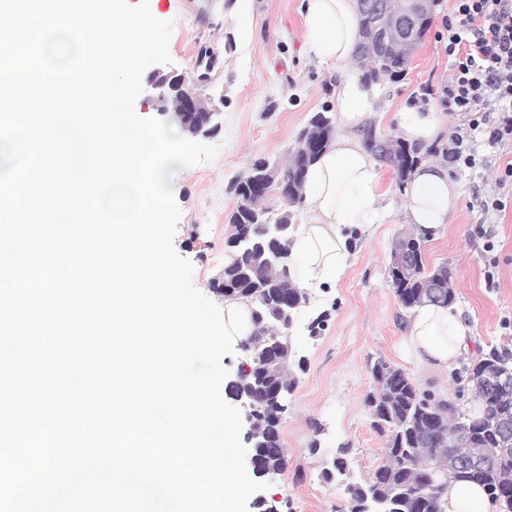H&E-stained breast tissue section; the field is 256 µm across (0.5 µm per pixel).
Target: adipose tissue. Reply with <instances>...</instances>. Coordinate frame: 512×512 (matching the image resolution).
<instances>
[{
  "instance_id": "obj_1",
  "label": "adipose tissue",
  "mask_w": 512,
  "mask_h": 512,
  "mask_svg": "<svg viewBox=\"0 0 512 512\" xmlns=\"http://www.w3.org/2000/svg\"><path fill=\"white\" fill-rule=\"evenodd\" d=\"M305 45L318 62L330 64L337 81L332 88L338 135L308 168L304 200L310 218L289 246V269L295 285L309 289L337 282L349 255L347 228L385 219L378 166L363 145L380 99L378 88L366 82L353 57L361 17L357 0H302ZM407 224L428 233L446 231L460 197L448 165L430 161L418 166L405 189ZM472 331L461 309L425 303L408 318L404 348L423 368L448 372L467 356ZM444 512H503L500 503L476 483L454 480L442 496Z\"/></svg>"
}]
</instances>
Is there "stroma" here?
<instances>
[{
    "instance_id": "obj_1",
    "label": "stroma",
    "mask_w": 512,
    "mask_h": 512,
    "mask_svg": "<svg viewBox=\"0 0 512 512\" xmlns=\"http://www.w3.org/2000/svg\"><path fill=\"white\" fill-rule=\"evenodd\" d=\"M453 0H442L420 46L412 53L406 77L382 80L386 112L376 117L380 130L398 134V114L406 109L437 112L444 134L459 124V114L442 111L437 99L425 100V85H447L451 71L445 51L443 22ZM153 14L171 22L170 74L189 75L200 45H210L219 65L210 92L220 99V127L204 143L218 146L217 156L190 167L175 195L182 215L175 248L193 264V283L206 297L223 305L213 281L228 260V219L237 204L226 187L258 159L283 164L299 133L318 112L334 111L331 67L311 58L304 45L301 0H160ZM476 169L449 166L461 196L446 233L427 239L428 267L447 265L456 304L475 336V349L512 353V206L484 214L480 201L494 189L512 153L482 143ZM380 182L395 207L380 224L353 235L346 270L333 286L310 289V300L297 309L288 336L296 357L297 383L284 400L281 434L288 462L266 476L265 496L278 512H348L340 482L322 478L339 446H348L350 475L372 478L384 457L385 442L372 426L367 397L374 390L370 363L382 358L404 370L412 382L436 397L453 396L458 375L423 371L400 351L408 315L388 282L393 240L408 226L400 207L403 192L391 167L380 166ZM493 230V252H486L477 225ZM498 261L495 287H487L488 256ZM323 317L320 334L310 322Z\"/></svg>"
}]
</instances>
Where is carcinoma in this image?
<instances>
[{"label":"carcinoma","instance_id":"1","mask_svg":"<svg viewBox=\"0 0 512 512\" xmlns=\"http://www.w3.org/2000/svg\"><path fill=\"white\" fill-rule=\"evenodd\" d=\"M407 8V0H380L387 19L401 16ZM432 18L431 12L423 16L420 37L413 40L383 41L371 33L369 23L361 22L355 57L363 78L372 84L383 78L403 80L409 57ZM161 92L165 108L181 116V93L167 85ZM333 134L332 118L318 112L300 133L286 167L258 159L228 185L237 207L228 220L229 261L217 292L226 300L245 299L253 306L256 331L242 343L251 353L250 369L241 371L231 391L235 395L255 392L250 434L265 443L260 455L263 465H285L282 409L277 402L296 383L290 368L292 347L276 331L289 328L290 317L308 301V292L293 284L288 265L295 230L293 209L303 203L305 173L315 158L306 147L312 139L326 146ZM364 143L377 161L393 168L400 187L422 159L421 147L382 134L374 123L366 130ZM275 193L288 208L276 212L267 205ZM425 239L424 234L403 232L392 243L388 279L405 309L426 302L448 305L455 300L448 266L426 267ZM511 361V354L492 350L465 368L466 387L482 407L479 416L471 417L453 399H437L420 391L406 372L382 358L375 360L370 370L376 392L369 396L368 406L374 428L385 437V455L373 479L346 484L350 512H363L365 503L372 512H443L441 496L450 478L482 485L493 500L512 512V434L504 437L498 425L502 411L512 412V391L505 398L485 381L498 365ZM470 448L486 453L487 466L448 470V458H462ZM348 453L345 446L337 448L327 479L347 475Z\"/></svg>","mask_w":512,"mask_h":512}]
</instances>
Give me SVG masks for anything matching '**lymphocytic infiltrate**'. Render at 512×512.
<instances>
[{
  "instance_id": "lymphocytic-infiltrate-1",
  "label": "lymphocytic infiltrate",
  "mask_w": 512,
  "mask_h": 512,
  "mask_svg": "<svg viewBox=\"0 0 512 512\" xmlns=\"http://www.w3.org/2000/svg\"><path fill=\"white\" fill-rule=\"evenodd\" d=\"M444 27L452 74L441 95L447 111L462 118L448 160L473 169L481 163L479 134L512 146V0H453Z\"/></svg>"
}]
</instances>
